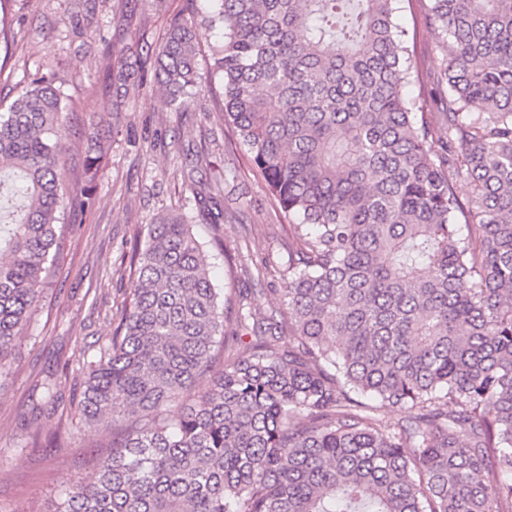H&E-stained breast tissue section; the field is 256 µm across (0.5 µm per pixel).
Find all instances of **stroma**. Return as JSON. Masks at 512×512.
<instances>
[{"mask_svg":"<svg viewBox=\"0 0 512 512\" xmlns=\"http://www.w3.org/2000/svg\"><path fill=\"white\" fill-rule=\"evenodd\" d=\"M153 2L11 0L16 40L11 62L0 69V95L14 96L30 73L54 72L69 98L64 180L71 197L80 196L84 163L95 153L94 124L112 104L105 78L111 50L135 57L142 47H157L173 19H191L199 79L180 111L171 110L163 90L150 81L119 114L96 202L65 234L51 281L12 352L8 373L0 377V512H46L62 486L91 480L93 459L110 446L111 431L82 425L80 404H66L54 416L31 409L47 375L80 353L94 354L111 337L131 282L130 247L162 212L186 211L184 174L195 151L210 159L199 176L224 182L223 224L198 223L193 230L225 299L243 298L264 313L275 309L281 271L251 277L227 257L242 253L241 265L253 266L287 260L297 247L287 217L224 124L211 74L212 50L222 32L205 23L206 0H166L160 10ZM424 9L423 0H400L394 15L414 45V96L436 93L446 63L442 36L426 25ZM217 238L223 248L214 247Z\"/></svg>","mask_w":512,"mask_h":512,"instance_id":"obj_1","label":"stroma"}]
</instances>
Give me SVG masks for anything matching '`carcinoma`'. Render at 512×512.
I'll list each match as a JSON object with an SVG mask.
<instances>
[{
	"instance_id": "obj_1",
	"label": "carcinoma",
	"mask_w": 512,
	"mask_h": 512,
	"mask_svg": "<svg viewBox=\"0 0 512 512\" xmlns=\"http://www.w3.org/2000/svg\"><path fill=\"white\" fill-rule=\"evenodd\" d=\"M208 2L224 122L299 248L277 309L238 303L252 339L237 355L193 218L147 225L112 337L64 373L82 377L85 423L118 434L54 512H512V0H430L447 59L428 113L407 91L398 0ZM150 72L179 110L192 21L170 23ZM107 76L117 113L141 84L121 53ZM64 112L52 72L0 100V178L21 199L0 204V372L75 223ZM186 191L200 222L224 223L221 183Z\"/></svg>"
}]
</instances>
